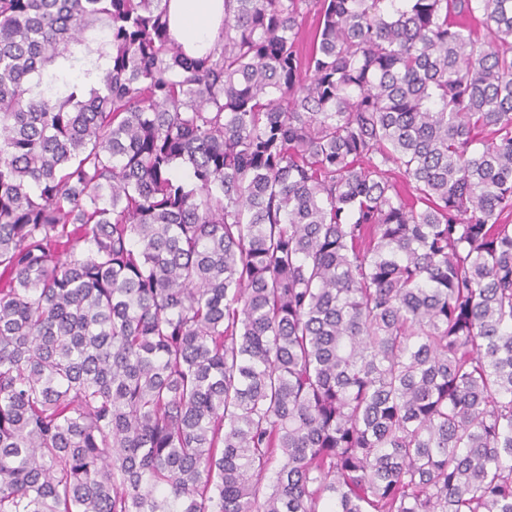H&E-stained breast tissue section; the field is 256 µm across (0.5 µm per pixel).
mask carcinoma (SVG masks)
<instances>
[{
	"mask_svg": "<svg viewBox=\"0 0 512 512\" xmlns=\"http://www.w3.org/2000/svg\"><path fill=\"white\" fill-rule=\"evenodd\" d=\"M166 2L0 0V512H512V0ZM169 29L187 54L213 49L224 21V0H169Z\"/></svg>",
	"mask_w": 512,
	"mask_h": 512,
	"instance_id": "1",
	"label": "carcinoma"
}]
</instances>
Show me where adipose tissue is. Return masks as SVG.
Wrapping results in <instances>:
<instances>
[{
	"label": "adipose tissue",
	"mask_w": 512,
	"mask_h": 512,
	"mask_svg": "<svg viewBox=\"0 0 512 512\" xmlns=\"http://www.w3.org/2000/svg\"><path fill=\"white\" fill-rule=\"evenodd\" d=\"M169 29L187 54L213 49L224 21V0H169Z\"/></svg>",
	"instance_id": "1"
}]
</instances>
